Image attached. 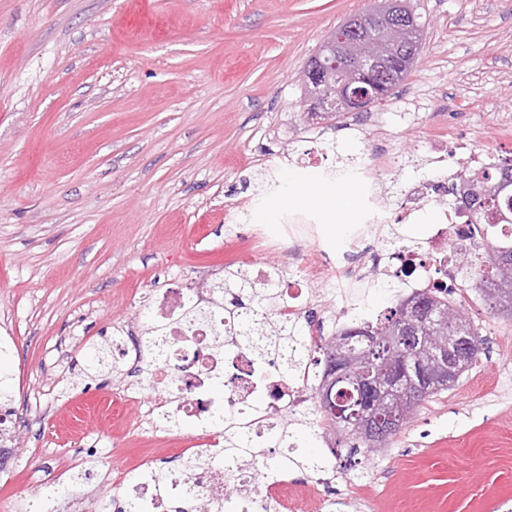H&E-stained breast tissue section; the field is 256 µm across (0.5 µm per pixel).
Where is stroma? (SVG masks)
<instances>
[{"mask_svg":"<svg viewBox=\"0 0 512 512\" xmlns=\"http://www.w3.org/2000/svg\"><path fill=\"white\" fill-rule=\"evenodd\" d=\"M374 0H0V372L18 446L0 512H113L127 452L173 470L140 406L85 440L75 404L119 396L126 365L85 374L116 328L139 335L146 295L287 256L251 238L286 207L333 211L335 185L297 165L318 153L302 71L324 39ZM418 57L373 107L396 145V178L441 130L512 158V0H408ZM251 197L250 221L225 206ZM487 351L428 398L390 448L313 452L336 464L332 512H512V320L471 294ZM89 479L71 485L79 469Z\"/></svg>","mask_w":512,"mask_h":512,"instance_id":"stroma-1","label":"stroma"}]
</instances>
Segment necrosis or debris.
Listing matches in <instances>:
<instances>
[{"label": "necrosis or debris", "mask_w": 512, "mask_h": 512, "mask_svg": "<svg viewBox=\"0 0 512 512\" xmlns=\"http://www.w3.org/2000/svg\"><path fill=\"white\" fill-rule=\"evenodd\" d=\"M394 161L392 146L381 142L371 146L366 162L352 170L361 195L352 224L334 248L311 250L320 228L314 217L298 208L289 210L277 237L268 238L261 229L256 232L259 242L299 260L304 268L298 277H281L276 264L263 261L249 270L248 277L257 286L275 287V315L305 323L308 349L365 319L370 288L385 289L396 297L423 292L456 297L467 279L464 259L486 251L482 228L447 199L456 194L462 169L493 168L499 155L455 137L438 138L423 159L427 175L402 189V201L395 209L387 205L380 187L382 173ZM417 223L423 231L410 245H387L378 235L383 224L405 231ZM330 278L343 287L333 293L328 314L310 320L316 299L311 285ZM192 306L208 309L209 318L187 320L185 312ZM147 314L165 329L159 356H150L136 339L115 341L124 363L159 391L142 421L155 429L160 417L169 413L188 422L198 432L195 448L204 450L210 463L190 479L173 471L164 488L137 481L126 490L125 499L135 502L138 512H173L175 503H196L204 495L217 505L234 504L237 512H245L249 501L257 498L267 503L270 512H325L328 503L315 498L314 482H296L290 470L267 472L255 458L225 465L223 437L210 428L211 418L224 414L245 429L257 449L284 420L304 412L318 438H325L329 417L312 403L323 379L318 363L311 361L295 373H285L276 359L255 353V336L239 326L226 334L223 344H215V330L224 323V304L208 288L157 293L147 304Z\"/></svg>", "instance_id": "4bbe7bcc"}]
</instances>
